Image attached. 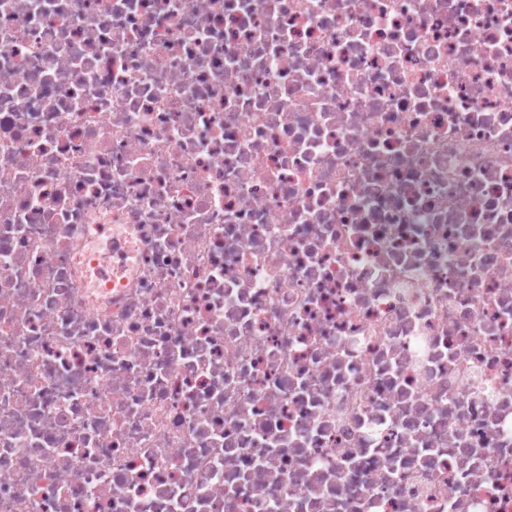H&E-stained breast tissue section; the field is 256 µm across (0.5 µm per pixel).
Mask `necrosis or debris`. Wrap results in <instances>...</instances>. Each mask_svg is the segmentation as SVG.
<instances>
[{
  "label": "necrosis or debris",
  "mask_w": 512,
  "mask_h": 512,
  "mask_svg": "<svg viewBox=\"0 0 512 512\" xmlns=\"http://www.w3.org/2000/svg\"><path fill=\"white\" fill-rule=\"evenodd\" d=\"M0 512H512V0H0Z\"/></svg>",
  "instance_id": "4bbe7bcc"
}]
</instances>
